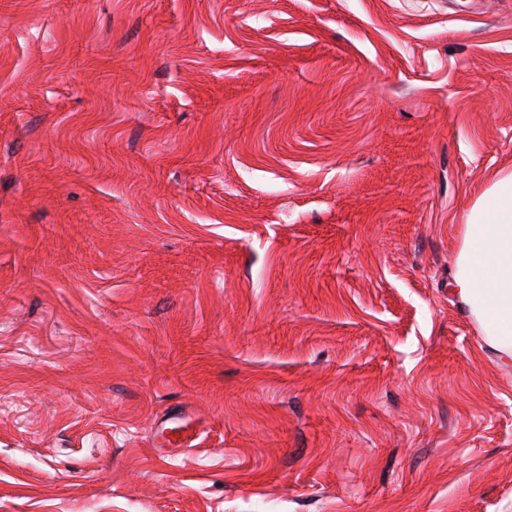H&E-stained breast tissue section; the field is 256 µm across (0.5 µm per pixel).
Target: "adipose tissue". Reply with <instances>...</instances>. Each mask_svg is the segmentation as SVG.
I'll list each match as a JSON object with an SVG mask.
<instances>
[{"mask_svg": "<svg viewBox=\"0 0 512 512\" xmlns=\"http://www.w3.org/2000/svg\"><path fill=\"white\" fill-rule=\"evenodd\" d=\"M452 292L512 364V171L498 173L466 216Z\"/></svg>", "mask_w": 512, "mask_h": 512, "instance_id": "adipose-tissue-1", "label": "adipose tissue"}]
</instances>
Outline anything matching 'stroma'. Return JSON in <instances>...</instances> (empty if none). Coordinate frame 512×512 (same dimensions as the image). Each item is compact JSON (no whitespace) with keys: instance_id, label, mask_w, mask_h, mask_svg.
<instances>
[{"instance_id":"obj_1","label":"stroma","mask_w":512,"mask_h":512,"mask_svg":"<svg viewBox=\"0 0 512 512\" xmlns=\"http://www.w3.org/2000/svg\"><path fill=\"white\" fill-rule=\"evenodd\" d=\"M505 171L512 0H0V512H512ZM452 292L512 364V171L498 173L466 216Z\"/></svg>"}]
</instances>
